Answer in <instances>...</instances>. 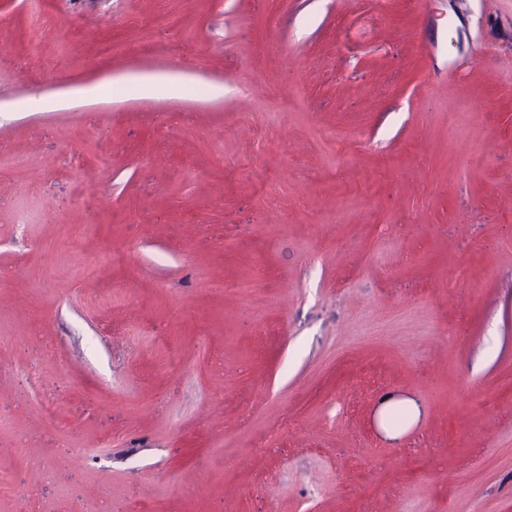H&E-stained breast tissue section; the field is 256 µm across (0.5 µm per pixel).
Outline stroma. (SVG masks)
<instances>
[{"instance_id": "obj_1", "label": "stroma", "mask_w": 512, "mask_h": 512, "mask_svg": "<svg viewBox=\"0 0 512 512\" xmlns=\"http://www.w3.org/2000/svg\"><path fill=\"white\" fill-rule=\"evenodd\" d=\"M42 26L0 0V512H512V0ZM395 408H401L405 410L406 417L412 422L415 420L417 415V407L416 405L410 401V400H401L395 395L392 394H386L381 397L379 400V415L381 418L382 423L386 426V417L388 413ZM391 432L392 431L389 428H387Z\"/></svg>"}]
</instances>
